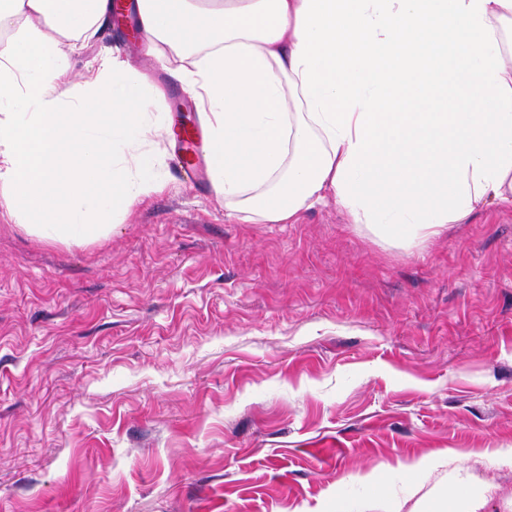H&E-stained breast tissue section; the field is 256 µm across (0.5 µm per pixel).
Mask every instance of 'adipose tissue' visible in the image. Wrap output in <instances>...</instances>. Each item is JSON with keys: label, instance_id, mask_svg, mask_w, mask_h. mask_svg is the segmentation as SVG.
I'll return each instance as SVG.
<instances>
[{"label": "adipose tissue", "instance_id": "obj_1", "mask_svg": "<svg viewBox=\"0 0 512 512\" xmlns=\"http://www.w3.org/2000/svg\"><path fill=\"white\" fill-rule=\"evenodd\" d=\"M112 0H0V189L47 239L162 191L164 85L70 74ZM141 48L192 96L214 200L293 224L334 198L405 245L512 206V0H137Z\"/></svg>", "mask_w": 512, "mask_h": 512}]
</instances>
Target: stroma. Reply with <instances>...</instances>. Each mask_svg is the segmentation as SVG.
Returning a JSON list of instances; mask_svg holds the SVG:
<instances>
[{"label":"stroma","mask_w":512,"mask_h":512,"mask_svg":"<svg viewBox=\"0 0 512 512\" xmlns=\"http://www.w3.org/2000/svg\"><path fill=\"white\" fill-rule=\"evenodd\" d=\"M122 51L109 27L72 62ZM82 243L0 203V512H512V208L419 246L334 200L244 224L175 149Z\"/></svg>","instance_id":"35a3bbf8"}]
</instances>
